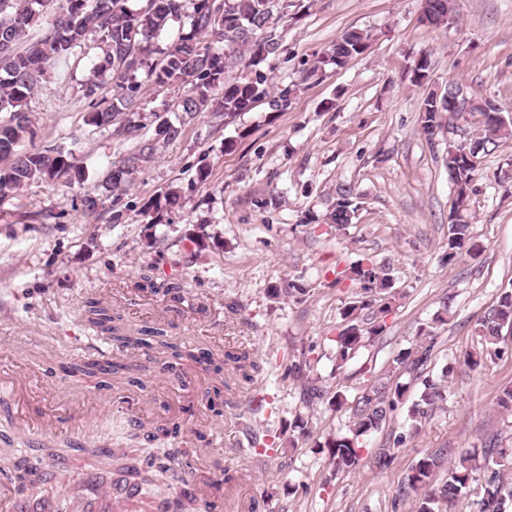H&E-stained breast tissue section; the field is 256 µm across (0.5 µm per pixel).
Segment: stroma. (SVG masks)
Segmentation results:
<instances>
[{
  "instance_id": "35a3bbf8",
  "label": "stroma",
  "mask_w": 512,
  "mask_h": 512,
  "mask_svg": "<svg viewBox=\"0 0 512 512\" xmlns=\"http://www.w3.org/2000/svg\"><path fill=\"white\" fill-rule=\"evenodd\" d=\"M288 3L278 27L286 50L269 62L273 85L296 80L304 61L346 30H369L368 50L327 68L286 111L260 105L229 127L207 116L187 121L118 194L103 190L107 174L152 139L154 112L178 116V89L145 87L135 133L120 118L104 129L89 124L80 84L99 53L93 36L75 49L69 74L39 83L25 107L37 137L24 147L73 151L84 180L71 188L32 182L0 202V353L18 371L51 375L61 409L106 394L135 408L150 401L140 419L99 418L83 439L79 464L108 485L112 459L105 449L152 444L174 454L181 461L176 477L143 487L148 502L171 498L187 471L234 469L245 460L266 512H412L416 492L400 498L396 491L421 457L442 448H512V413L498 406L502 389L512 387V330H503L499 356H484L482 369L461 364L477 348L481 320L512 284V181L498 178L512 162V140L483 159L471 196L478 250L450 266L443 261L454 201L443 164L448 134L426 139L420 123L426 91L445 93L452 81L512 114V0H458L456 19L439 29L422 24V0H313L304 10L299 0ZM423 52L431 69L422 88L411 83L407 66ZM203 166L210 172L204 183L197 179ZM340 183L357 193L353 224L339 230L303 223L305 212H326ZM169 189L179 195L170 223H150L146 204ZM87 192L103 197L90 216L80 202ZM364 257L389 266L402 297L384 334L338 373L333 340L360 286L337 274ZM144 275L180 289L174 296L134 289ZM291 283L307 295L275 297V289ZM91 297L118 312L127 329L159 328L178 343L216 353L244 342L271 365L256 390L241 392L236 408H228L214 393V375L194 372L188 386L167 382L152 350L122 349L89 326L82 313ZM229 304L238 309L231 323L224 320ZM442 312L446 324L435 325ZM429 325L437 333L430 372L456 367L446 402L396 449L389 467L377 468L374 458L389 437L406 432L402 406L364 438L355 471L335 470L318 447L345 431L348 416L330 410L329 398L339 391L351 400L372 383L395 384L390 362ZM95 352L135 361L138 384L68 373ZM309 376L318 378L321 397L306 394ZM298 417L310 433L292 448L288 423ZM195 432L215 446L213 464L186 451L183 441ZM73 443L63 428L27 439L0 409V454L12 463L45 461L49 481L36 495L45 512L79 493L73 482L51 480Z\"/></svg>"
}]
</instances>
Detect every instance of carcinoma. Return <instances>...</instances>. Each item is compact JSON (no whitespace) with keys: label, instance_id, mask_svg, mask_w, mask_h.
Segmentation results:
<instances>
[{"label":"carcinoma","instance_id":"1","mask_svg":"<svg viewBox=\"0 0 512 512\" xmlns=\"http://www.w3.org/2000/svg\"><path fill=\"white\" fill-rule=\"evenodd\" d=\"M59 11L50 22L41 24L43 0H0V199L33 181L71 183V176H81L77 158L71 152L55 148L19 150L20 145L34 140L36 129L23 109L27 100L49 67L60 68L74 50L93 35L102 44V54L92 62L91 77L81 84V97L87 103L88 122L106 128L125 110L131 115L141 109L142 87L177 84L183 89L178 107L188 118L210 114L228 127L243 113L263 103L273 112L287 110L291 97L301 86L320 78L326 67H343L362 55L369 46L371 33L362 29L345 31L323 52L304 63L300 79L281 87L270 83L266 66L285 51L278 34L279 22L288 15L287 0H145L139 7L132 0H60ZM188 20V29L175 39L156 59V42L168 32L172 23ZM39 27L33 45L18 50L27 31ZM241 69L232 83L224 80L229 68ZM431 62L425 53L411 60L410 80L417 86L428 81ZM117 89L116 97L103 94L107 84ZM448 111V99L434 92L423 98L421 128L428 139L442 126ZM154 138L139 152L112 166L103 187L109 192L125 187L139 163L147 161L159 143H169L182 133L183 121H172L154 114ZM512 139V116H502L493 108L484 113L459 141H448L444 165L456 201H469L478 169L466 162L463 152L474 143L481 145L477 157L494 153L501 142ZM178 194L168 190L157 195L147 207L149 223L162 224L176 204ZM355 189L350 184L336 186L335 198L325 214V223L341 230L353 223L358 211ZM473 249L468 210L448 224L446 260L453 265L463 253ZM350 280L361 285L363 293L346 305L342 312L343 329L336 335V368L353 359L370 339L381 335L385 318L399 298L392 290L391 272L359 259L349 266ZM136 287L153 293L169 294L176 284L157 282L144 276ZM86 322L109 335L125 348L146 346L159 361L177 359L205 372L221 374L223 366H231V375L219 379L229 391L234 386L251 384L263 371V359L245 348L222 354L177 344L163 338L158 330L139 331L133 335L120 325V316L95 298L85 305ZM512 329V288L501 292L496 306L483 320L477 333L486 353L496 351L504 329ZM152 336L151 343L147 337ZM436 344L433 331L423 329L411 347L392 360V371L406 369L419 380L416 400L408 408L409 430L419 431L429 411L446 399V379L454 367L442 369L435 380L424 375ZM140 370L136 363L86 362L74 365L69 372L86 378L101 375L131 378ZM408 386L397 383L372 384L364 388L350 406L348 433L324 443L327 455L337 469L350 471L358 466L359 438L382 429L389 416L404 403ZM406 436L394 438L393 446L382 448L375 456L378 468L388 467L394 459L393 448L404 444ZM437 458L426 456L416 463L406 478L409 489H420L423 495L415 504L416 512H443L460 496L480 486L479 512H507L512 505V448H489L482 458L460 453L448 458V478L439 487L431 485Z\"/></svg>","mask_w":512,"mask_h":512}]
</instances>
